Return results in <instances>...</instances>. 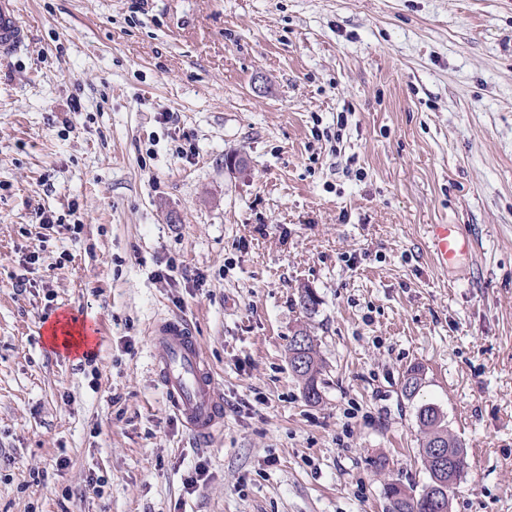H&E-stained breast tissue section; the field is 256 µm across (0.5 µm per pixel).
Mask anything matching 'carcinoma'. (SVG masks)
Instances as JSON below:
<instances>
[{
  "instance_id": "cac0c4a2",
  "label": "carcinoma",
  "mask_w": 512,
  "mask_h": 512,
  "mask_svg": "<svg viewBox=\"0 0 512 512\" xmlns=\"http://www.w3.org/2000/svg\"><path fill=\"white\" fill-rule=\"evenodd\" d=\"M296 337L307 339L303 351H298L296 342L289 346L290 363L304 358L301 369L295 370L297 378L303 384V394L310 404H318L322 400L319 376L321 375L320 359L315 348L314 339L304 330H299ZM423 384V371L413 365L405 371L402 386L403 394L411 399L420 391ZM416 418L423 437L418 448L421 462L428 474L427 486L440 485L444 491L440 498L433 501L427 491L413 494V490L393 482L385 484V494L389 500V512H450V494L453 487L462 479L468 468L466 450L451 436L448 424L439 407L424 404L416 412ZM441 454L435 455L434 449Z\"/></svg>"
}]
</instances>
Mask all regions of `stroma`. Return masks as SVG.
<instances>
[{
    "label": "stroma",
    "mask_w": 512,
    "mask_h": 512,
    "mask_svg": "<svg viewBox=\"0 0 512 512\" xmlns=\"http://www.w3.org/2000/svg\"><path fill=\"white\" fill-rule=\"evenodd\" d=\"M16 8L28 37L0 57V512H388L385 480L428 481L425 403L467 452L451 512H512V0ZM433 224L469 240L445 269ZM72 314L97 328L95 367L43 341ZM167 316L190 324L224 399L205 444L154 375ZM302 328L323 361L316 405L288 359Z\"/></svg>",
    "instance_id": "obj_1"
}]
</instances>
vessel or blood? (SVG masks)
Returning a JSON list of instances; mask_svg holds the SVG:
<instances>
[{
  "mask_svg": "<svg viewBox=\"0 0 512 512\" xmlns=\"http://www.w3.org/2000/svg\"><path fill=\"white\" fill-rule=\"evenodd\" d=\"M15 0H0V54L15 52L26 32L17 23ZM468 239L461 225L435 224L428 248L440 267L463 252ZM157 347L154 371L165 391L169 406L198 442L206 443L224 425V402L215 386L210 367L201 359L189 324L165 317L151 330Z\"/></svg>",
  "mask_w": 512,
  "mask_h": 512,
  "instance_id": "1",
  "label": "vessel or blood"
}]
</instances>
